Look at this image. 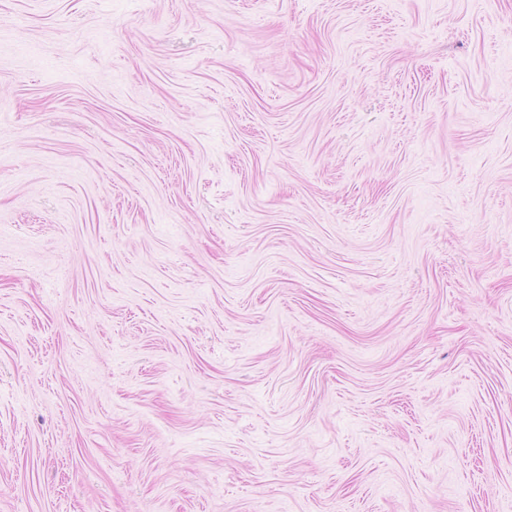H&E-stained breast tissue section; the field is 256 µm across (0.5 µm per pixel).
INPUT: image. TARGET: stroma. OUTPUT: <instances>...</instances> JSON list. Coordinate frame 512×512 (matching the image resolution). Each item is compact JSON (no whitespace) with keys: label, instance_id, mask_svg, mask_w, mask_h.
<instances>
[{"label":"stroma","instance_id":"obj_1","mask_svg":"<svg viewBox=\"0 0 512 512\" xmlns=\"http://www.w3.org/2000/svg\"><path fill=\"white\" fill-rule=\"evenodd\" d=\"M0 512H512V0H0Z\"/></svg>","mask_w":512,"mask_h":512}]
</instances>
